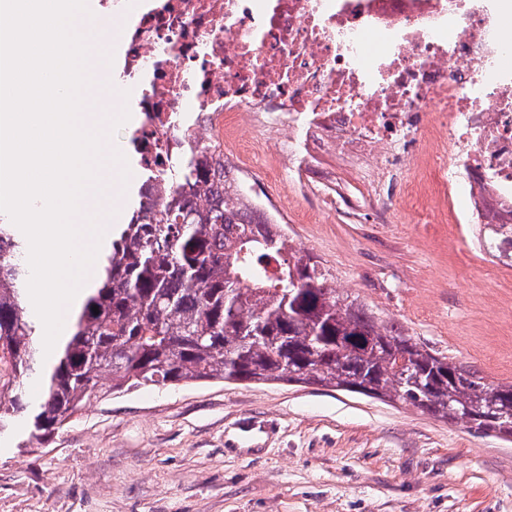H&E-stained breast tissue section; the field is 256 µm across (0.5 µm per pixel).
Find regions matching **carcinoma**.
Here are the masks:
<instances>
[{
	"instance_id": "obj_1",
	"label": "carcinoma",
	"mask_w": 512,
	"mask_h": 512,
	"mask_svg": "<svg viewBox=\"0 0 512 512\" xmlns=\"http://www.w3.org/2000/svg\"><path fill=\"white\" fill-rule=\"evenodd\" d=\"M136 196L36 404L22 391L39 330L24 288L26 242L0 224V433L23 427L29 442H48L108 375L119 393L201 381L316 385L512 440V383L486 382L333 287L205 151L188 148L147 173Z\"/></svg>"
}]
</instances>
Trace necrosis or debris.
Masks as SVG:
<instances>
[{
  "mask_svg": "<svg viewBox=\"0 0 512 512\" xmlns=\"http://www.w3.org/2000/svg\"><path fill=\"white\" fill-rule=\"evenodd\" d=\"M122 20L149 168L179 145L279 158L314 184L333 152L368 209L512 224V0H97ZM374 51H367V39ZM433 198L434 207L423 204Z\"/></svg>",
  "mask_w": 512,
  "mask_h": 512,
  "instance_id": "obj_1",
  "label": "necrosis or debris"
}]
</instances>
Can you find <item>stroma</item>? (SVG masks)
Segmentation results:
<instances>
[{
	"label": "stroma",
	"instance_id": "1",
	"mask_svg": "<svg viewBox=\"0 0 512 512\" xmlns=\"http://www.w3.org/2000/svg\"><path fill=\"white\" fill-rule=\"evenodd\" d=\"M289 235L333 284L428 346L512 382V284L452 224L317 211L278 160ZM469 279L462 291L458 283ZM0 437V512H512V444L416 408L296 383L141 388L92 400L40 448Z\"/></svg>",
	"mask_w": 512,
	"mask_h": 512
}]
</instances>
